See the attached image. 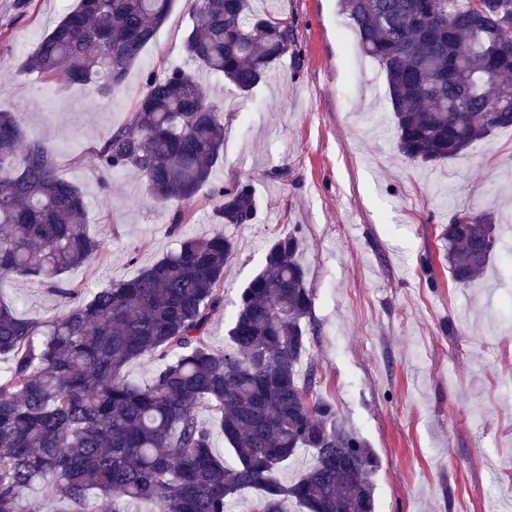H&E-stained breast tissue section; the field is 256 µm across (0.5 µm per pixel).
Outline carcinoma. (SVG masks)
I'll use <instances>...</instances> for the list:
<instances>
[{
  "mask_svg": "<svg viewBox=\"0 0 512 512\" xmlns=\"http://www.w3.org/2000/svg\"><path fill=\"white\" fill-rule=\"evenodd\" d=\"M173 0H76L23 67L46 81L91 85L110 97L165 23ZM358 47L385 74L398 149L406 159L454 158L512 127V0H340ZM292 24L252 11L250 0H196L184 49L194 71L150 73L127 120L98 152L101 181L133 169L149 199L176 207L171 230L210 183L224 153V103L200 75L243 95L293 50ZM50 145L24 138L16 108L0 106V280L25 277L66 301L45 323L0 302V512H23L25 493L46 491L68 512H226L227 500L257 489L253 512H374L377 457L366 441L300 377L314 331V294L295 232L270 242L263 268L230 314V346L206 335L224 311V268L234 253L224 227L256 218L245 180L211 187L213 230L182 237L176 251L90 298L63 275L95 257L80 188L58 175ZM441 226L454 282L479 279L498 247L491 218L458 211ZM140 361L151 377H129ZM233 452L212 450V429ZM312 462L285 485L281 468L299 450Z\"/></svg>",
  "mask_w": 512,
  "mask_h": 512,
  "instance_id": "carcinoma-1",
  "label": "carcinoma"
}]
</instances>
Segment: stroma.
<instances>
[{
    "mask_svg": "<svg viewBox=\"0 0 512 512\" xmlns=\"http://www.w3.org/2000/svg\"><path fill=\"white\" fill-rule=\"evenodd\" d=\"M75 0H32L18 13L0 0V101L26 139L49 143L60 175L87 203L104 259L67 272L90 296L175 249L172 208L151 202L135 171L102 188L96 153L131 112L150 72L187 65L184 38L195 0H174L122 87L46 83L21 70ZM294 23L296 50L249 95L203 76L224 104V159L212 180L250 181L254 223L230 228L224 315L208 343L229 345L227 313L263 267L275 236L298 231L299 260L315 295V333L301 364L338 418L378 459L375 512H512V128L435 164L405 159L385 77L361 55L339 0H251ZM459 210L491 216L499 250L483 277L455 284L440 227ZM0 299L35 322L64 312L36 283H0Z\"/></svg>",
    "mask_w": 512,
    "mask_h": 512,
    "instance_id": "35a3bbf8",
    "label": "stroma"
}]
</instances>
